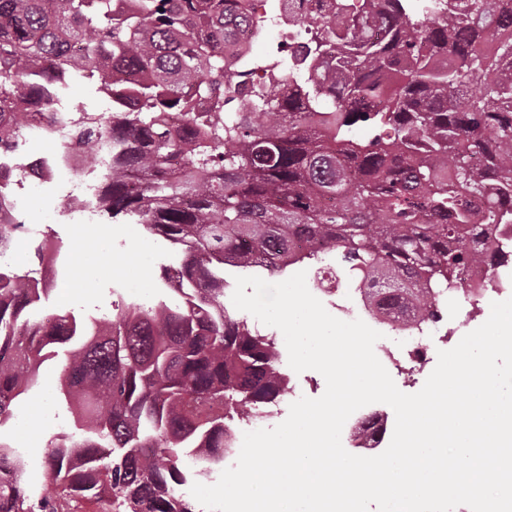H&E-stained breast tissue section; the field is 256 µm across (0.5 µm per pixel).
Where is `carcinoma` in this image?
I'll list each match as a JSON object with an SVG mask.
<instances>
[{"label": "carcinoma", "mask_w": 512, "mask_h": 512, "mask_svg": "<svg viewBox=\"0 0 512 512\" xmlns=\"http://www.w3.org/2000/svg\"><path fill=\"white\" fill-rule=\"evenodd\" d=\"M226 0H0V149L18 144L36 106L53 113L70 81L101 77L108 98L134 106L75 120L79 145L112 141L94 200L181 254L174 295L130 304L109 321L65 311L38 317L48 285L0 271V512H64L86 500L100 512H198L182 492L224 468L232 424L288 393L276 339L224 304V267L288 273V236L307 260L336 252V280L397 323L433 322L440 296L482 263L487 287L512 265V0H335L336 18L312 19L307 71L287 65L236 112L238 83L224 42L239 14ZM439 14L431 24L423 16ZM382 43L364 44L372 20ZM82 45L75 56L71 43ZM495 43L491 54L482 51ZM210 103L195 115L193 100ZM331 110L309 125V108ZM184 113L180 133L166 114ZM364 127L370 137H350ZM488 197L477 213L471 199ZM61 364L57 398L77 430L50 441L42 466L54 498L25 479L24 449L4 429L20 398Z\"/></svg>", "instance_id": "carcinoma-1"}]
</instances>
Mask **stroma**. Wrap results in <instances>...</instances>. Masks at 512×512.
I'll list each match as a JSON object with an SVG mask.
<instances>
[{"label":"stroma","instance_id":"stroma-1","mask_svg":"<svg viewBox=\"0 0 512 512\" xmlns=\"http://www.w3.org/2000/svg\"><path fill=\"white\" fill-rule=\"evenodd\" d=\"M62 185V178L56 176L47 182L26 186L21 197L27 223L50 227L56 235L66 240L82 237L90 244L85 254L70 256L68 275L52 292L43 307L44 312L55 313L74 308L97 314L110 308L114 278L106 274L102 258L112 253L137 256L149 268L148 286H141L136 277L125 278L129 301H137L145 293L157 294L160 269L172 261L171 250L162 248L159 239L137 224L103 219L94 224L81 223L68 214ZM79 281L87 286L81 295L74 291ZM70 421L66 408L57 404L52 393L42 388L21 401L7 433L20 446L28 448L32 457L37 458L50 439L58 435L61 425Z\"/></svg>","mask_w":512,"mask_h":512}]
</instances>
